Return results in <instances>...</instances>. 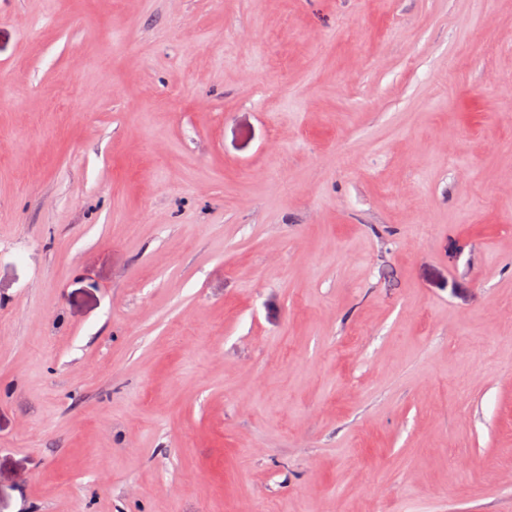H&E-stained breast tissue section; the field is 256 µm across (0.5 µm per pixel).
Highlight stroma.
<instances>
[{
    "label": "stroma",
    "mask_w": 512,
    "mask_h": 512,
    "mask_svg": "<svg viewBox=\"0 0 512 512\" xmlns=\"http://www.w3.org/2000/svg\"><path fill=\"white\" fill-rule=\"evenodd\" d=\"M512 0H0V512H512Z\"/></svg>",
    "instance_id": "obj_1"
}]
</instances>
